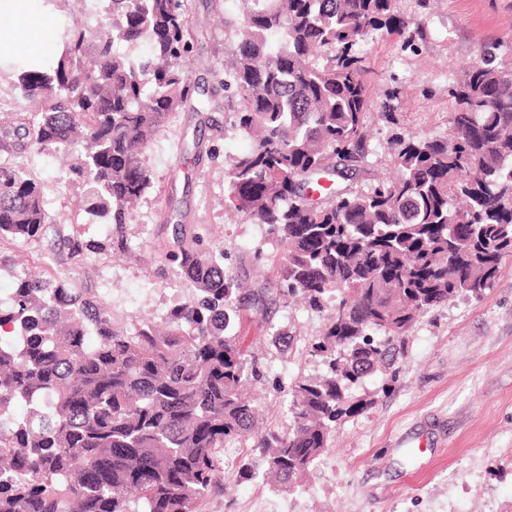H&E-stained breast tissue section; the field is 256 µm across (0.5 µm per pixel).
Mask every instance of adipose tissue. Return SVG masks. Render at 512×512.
<instances>
[{
	"label": "adipose tissue",
	"instance_id": "obj_1",
	"mask_svg": "<svg viewBox=\"0 0 512 512\" xmlns=\"http://www.w3.org/2000/svg\"><path fill=\"white\" fill-rule=\"evenodd\" d=\"M0 48L9 63L43 65L62 49L55 13L44 0H0Z\"/></svg>",
	"mask_w": 512,
	"mask_h": 512
}]
</instances>
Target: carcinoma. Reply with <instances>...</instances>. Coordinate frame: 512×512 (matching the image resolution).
I'll return each instance as SVG.
<instances>
[{
	"mask_svg": "<svg viewBox=\"0 0 512 512\" xmlns=\"http://www.w3.org/2000/svg\"><path fill=\"white\" fill-rule=\"evenodd\" d=\"M89 31L65 25L49 70L18 77L19 110L0 123V239L33 240L51 223L41 184L15 153L63 151L88 186L83 212L110 226L112 249L152 188L145 154L193 96L180 60L193 49L184 0H111ZM224 116L248 137L225 172V205L268 227L256 251L273 279L244 288L224 250L175 225L160 262L192 288L163 326L119 328L63 276L15 275L0 308V512H201L225 492L224 442H250L238 477L293 488L323 455L336 421L371 402L352 388L395 376L414 324L455 297L490 291L512 259V66L483 56L452 89L448 131L396 138L392 178L368 189L337 179L368 169L367 47L410 22L394 0H236ZM146 44L141 54L115 50ZM96 244L67 241L80 260ZM333 313L308 353L318 378L289 385L288 428L257 431L245 395L261 380L241 332L278 301ZM24 402L23 415L13 407Z\"/></svg>",
	"mask_w": 512,
	"mask_h": 512,
	"instance_id": "obj_1",
	"label": "carcinoma"
}]
</instances>
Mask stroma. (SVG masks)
<instances>
[{"mask_svg":"<svg viewBox=\"0 0 512 512\" xmlns=\"http://www.w3.org/2000/svg\"><path fill=\"white\" fill-rule=\"evenodd\" d=\"M233 6V0H188L190 21L204 27L181 66L203 94L170 116L147 151L155 189L126 227L130 254H113L102 225L80 214L86 186L63 154L15 156V164L41 183L52 222L38 240H0V257L9 261L0 268V301L10 302L16 273L45 267L98 296L122 325L138 316L164 319L191 292L158 260L173 242L167 220L173 211L180 223L196 225L223 245L225 267L263 281L252 254L275 252L276 242L263 226L225 208L224 174L247 140L206 123L207 117H224V50L235 41L232 30L209 17ZM495 44L500 60L512 63V0H436L424 39L385 35L369 47L373 103L381 105L386 90L398 89L393 107L404 133L421 138L446 131L451 87L478 60L481 47ZM196 136L215 152L191 168L183 152ZM70 236L101 247L74 262L61 246ZM270 318L292 345L283 353L264 342L257 352L264 379L254 394L260 424L284 427L289 397L272 383L284 387L323 372L306 346L327 315L298 302L276 306ZM397 367L394 381L374 375L354 389L371 408L337 424L300 488L285 492L259 478L237 481L248 444L226 441L228 492L205 500L202 512H512V260L484 298H459L421 318Z\"/></svg>","mask_w":512,"mask_h":512,"instance_id":"1","label":"stroma"}]
</instances>
